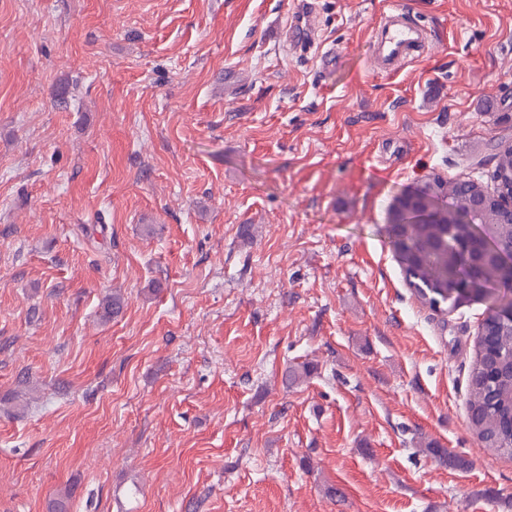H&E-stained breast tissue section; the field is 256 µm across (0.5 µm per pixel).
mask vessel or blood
I'll use <instances>...</instances> for the list:
<instances>
[{
	"label": "vessel or blood",
	"instance_id": "b4317fda",
	"mask_svg": "<svg viewBox=\"0 0 512 512\" xmlns=\"http://www.w3.org/2000/svg\"><path fill=\"white\" fill-rule=\"evenodd\" d=\"M375 39L378 67L392 71L422 50L426 32L407 18L396 0H390L388 10L375 31Z\"/></svg>",
	"mask_w": 512,
	"mask_h": 512
}]
</instances>
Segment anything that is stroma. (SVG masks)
Returning <instances> with one entry per match:
<instances>
[{
    "label": "stroma",
    "instance_id": "1",
    "mask_svg": "<svg viewBox=\"0 0 512 512\" xmlns=\"http://www.w3.org/2000/svg\"><path fill=\"white\" fill-rule=\"evenodd\" d=\"M296 2L0 0V512H512L466 406L512 296L420 303L387 233L493 188L512 0H398L431 40L395 73L388 0H312L313 47Z\"/></svg>",
    "mask_w": 512,
    "mask_h": 512
}]
</instances>
